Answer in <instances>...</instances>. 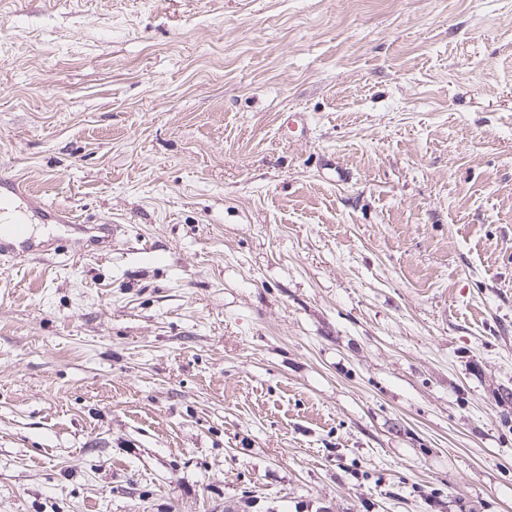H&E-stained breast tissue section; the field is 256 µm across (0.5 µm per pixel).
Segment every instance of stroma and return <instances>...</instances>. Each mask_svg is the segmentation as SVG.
Segmentation results:
<instances>
[{"instance_id": "1", "label": "stroma", "mask_w": 512, "mask_h": 512, "mask_svg": "<svg viewBox=\"0 0 512 512\" xmlns=\"http://www.w3.org/2000/svg\"><path fill=\"white\" fill-rule=\"evenodd\" d=\"M0 176V512H512V0H0ZM3 186L0 185V256L15 258V257H35L45 258L48 255H56L58 252V245L53 248H48L43 241L35 237L24 224L17 213L24 207L28 209L36 208L42 211L50 220L55 224H60L67 228L79 229L82 228L88 232H97L103 236H93L95 241L111 242L112 234L118 227L117 224L112 225V219L108 216H102L96 224H76V219L71 213L61 209L60 207L46 203L41 199L31 196L19 187L12 188V190H5L2 193ZM17 201L20 204L17 206ZM4 224H8L7 228ZM7 233L10 242V249H2V235Z\"/></svg>"}]
</instances>
